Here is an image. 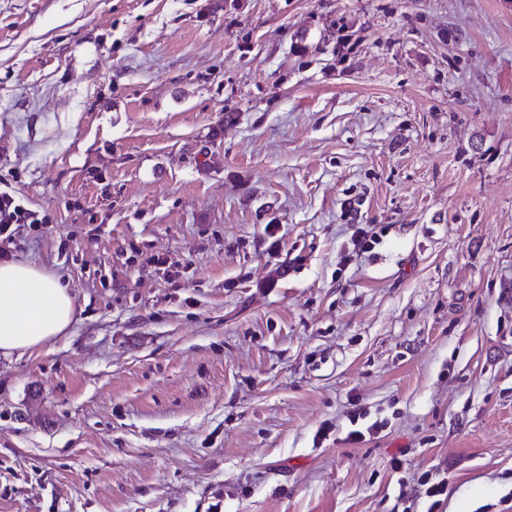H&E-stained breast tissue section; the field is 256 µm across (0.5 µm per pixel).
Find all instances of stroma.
Here are the masks:
<instances>
[{
	"label": "stroma",
	"instance_id": "stroma-1",
	"mask_svg": "<svg viewBox=\"0 0 512 512\" xmlns=\"http://www.w3.org/2000/svg\"><path fill=\"white\" fill-rule=\"evenodd\" d=\"M1 188L0 512H512V0H0ZM43 218L27 208L14 191H0V235L7 233L12 224H39ZM75 304L60 280L32 261L0 262V353H21L61 336Z\"/></svg>",
	"mask_w": 512,
	"mask_h": 512
}]
</instances>
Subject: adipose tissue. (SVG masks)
Wrapping results in <instances>:
<instances>
[{"instance_id":"obj_1","label":"adipose tissue","mask_w":512,"mask_h":512,"mask_svg":"<svg viewBox=\"0 0 512 512\" xmlns=\"http://www.w3.org/2000/svg\"><path fill=\"white\" fill-rule=\"evenodd\" d=\"M74 299L60 280L32 261L0 262V353H21L64 334Z\"/></svg>"}]
</instances>
